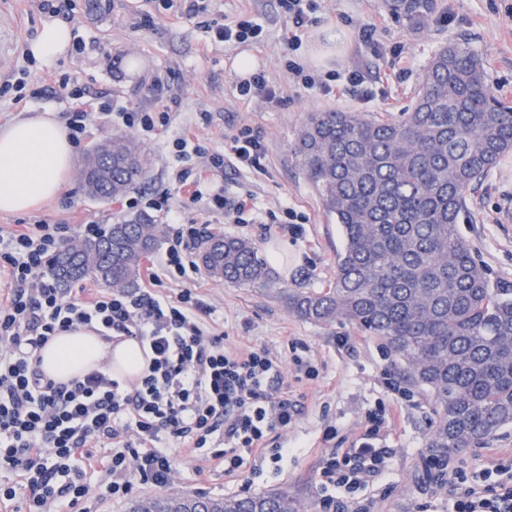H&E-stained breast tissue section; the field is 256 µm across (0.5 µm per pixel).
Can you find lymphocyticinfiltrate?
<instances>
[{
  "label": "lymphocytic infiltrate",
  "instance_id": "f902f5d3",
  "mask_svg": "<svg viewBox=\"0 0 512 512\" xmlns=\"http://www.w3.org/2000/svg\"><path fill=\"white\" fill-rule=\"evenodd\" d=\"M286 67L304 88L328 95L368 98L361 71L320 78L295 60ZM59 86L69 101L65 129L81 144L95 119L152 132L170 119L165 83L150 87L154 110L113 112L87 100L77 80ZM176 192L190 203L209 200L225 217L252 208L251 195L234 198L212 192L190 170H177ZM103 225L79 230L39 221L0 234V271L10 288L0 298V501L22 500L25 512H77L94 493L88 461L106 477L104 496L122 500L137 486L170 487L177 477L174 451L210 455L225 474L257 461L280 462L289 448L279 437L297 413L281 371L283 362L266 349L227 347L212 330L210 306L193 289L163 294V279L177 280L195 269L198 225L170 217L166 247L149 285L98 292L60 287L48 259L73 235L95 237ZM98 326L113 341L137 340L151 352L147 369L126 383L103 368L69 381L47 376L41 351L56 335L80 326ZM388 448L368 433L342 454L323 463V486L356 492L385 472ZM454 482L453 512H512V483L475 486L456 462L446 465Z\"/></svg>",
  "mask_w": 512,
  "mask_h": 512
}]
</instances>
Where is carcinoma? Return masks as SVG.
Segmentation results:
<instances>
[{
	"label": "carcinoma",
	"mask_w": 512,
	"mask_h": 512,
	"mask_svg": "<svg viewBox=\"0 0 512 512\" xmlns=\"http://www.w3.org/2000/svg\"><path fill=\"white\" fill-rule=\"evenodd\" d=\"M407 30L429 29L437 0H385ZM512 153V105L492 92L482 58L450 41L429 59L399 120L363 112H309L294 155L345 240L326 288L291 291L288 309L329 324L346 320L381 341L433 407L426 478L448 455L512 426V287L493 280L457 225L467 198ZM84 168L88 194L117 198L146 179L150 161L131 137L93 145ZM158 227L142 215L104 235L65 245L50 260L60 285L93 277L136 286ZM199 261L231 285H267L269 272L248 240L209 235ZM130 512H298L286 491L246 497H141Z\"/></svg>",
	"instance_id": "1"
}]
</instances>
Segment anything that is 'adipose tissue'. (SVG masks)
<instances>
[{
	"mask_svg": "<svg viewBox=\"0 0 512 512\" xmlns=\"http://www.w3.org/2000/svg\"><path fill=\"white\" fill-rule=\"evenodd\" d=\"M71 40L68 25L49 19L28 49L37 61L50 62L67 53ZM73 158V145L50 116L39 115L1 127L0 212H26L59 197L70 180ZM41 358V369L58 381L103 366L118 378L133 380L145 365L137 341L112 343L88 327L60 333L42 350Z\"/></svg>",
	"mask_w": 512,
	"mask_h": 512,
	"instance_id": "1",
	"label": "adipose tissue"
}]
</instances>
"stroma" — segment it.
<instances>
[{
    "label": "stroma",
    "instance_id": "stroma-1",
    "mask_svg": "<svg viewBox=\"0 0 512 512\" xmlns=\"http://www.w3.org/2000/svg\"><path fill=\"white\" fill-rule=\"evenodd\" d=\"M316 24L301 35L293 52L296 62L314 74L328 71L365 74L372 100L352 101L324 96L293 86L282 60L288 50L282 40L289 26L279 0H253L252 14L262 26L259 37L246 44L215 41L198 20L169 18L158 0H72L69 26L74 39L83 40L82 52L50 63L36 64L37 95L20 105L0 100V127L49 110L63 118L68 101L59 94L61 77L78 79L94 103L151 110L149 86L164 78L173 99L166 126L130 135L150 159L147 179L116 200L86 197L78 177H71L64 195L53 203L21 214L0 213V232L40 220L79 227L87 222L109 225L132 212L150 214L165 224L168 210L178 211L186 224H204L251 241L260 260L270 248H288V266L271 268L273 282L265 288L234 286L216 280L207 270L188 273L181 285L198 289L213 309L212 324L223 331L227 346L246 350L263 347L284 363L283 377L298 400L299 413L284 434L294 452L278 467L227 476L216 461L182 457L178 460L179 495L210 497L249 496L285 489L300 504V512H324L319 467L324 457L362 433L369 413L393 412L385 430L391 450L386 474L366 490L348 497L337 491L340 512H451L447 489L423 476L422 458L433 418L425 395L411 390L392 392L401 382V368L380 342L345 320L321 325L292 314L286 292L326 287L336 276V255L343 247L339 224L296 163L292 153L305 113L322 110L379 112L400 119L421 80L432 54L451 40L468 43L483 58L492 91L512 103V0H438L427 32H409L384 6V0H318ZM46 15L38 0H0V81L22 65V51L35 39ZM371 23L374 45L362 42L360 28ZM340 35L331 58L321 59V32ZM252 55L269 85L286 95L283 103L255 97L238 98L235 62ZM259 130L265 158L261 170L225 167L213 177L214 188L225 196L252 194L254 210L243 221L228 224L223 214L205 204L181 206L171 180L173 171L190 165L202 169V159L182 163L174 142L182 131L195 132L212 152L230 150L231 137L243 127ZM137 208H129V201ZM289 205L305 218L293 233L263 234L261 225ZM469 221L459 232L492 277L512 285V155L503 157L471 193ZM305 346L319 368L317 379L297 377L291 364L293 350ZM467 474L480 473L512 459V428L500 431L478 447L460 453Z\"/></svg>",
    "mask_w": 512,
    "mask_h": 512
}]
</instances>
